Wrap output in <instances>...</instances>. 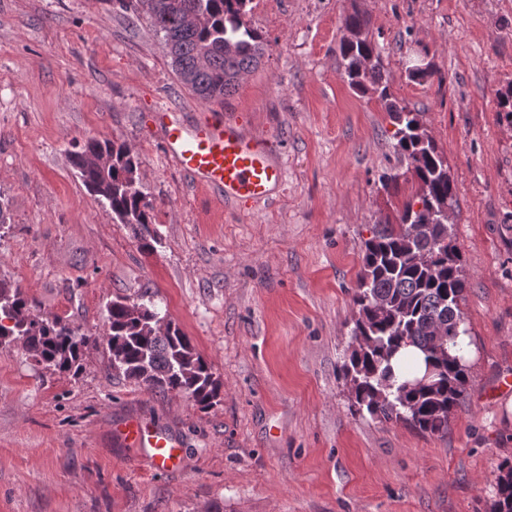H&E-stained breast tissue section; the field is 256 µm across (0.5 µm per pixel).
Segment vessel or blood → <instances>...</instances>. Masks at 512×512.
Returning <instances> with one entry per match:
<instances>
[{"mask_svg": "<svg viewBox=\"0 0 512 512\" xmlns=\"http://www.w3.org/2000/svg\"><path fill=\"white\" fill-rule=\"evenodd\" d=\"M158 132L176 166L198 183L223 195L225 202L250 203L269 199L284 180L282 161L265 136L246 130L236 118L213 112L193 124L161 114ZM123 438L133 446L151 448L153 470L181 467L176 437L129 420Z\"/></svg>", "mask_w": 512, "mask_h": 512, "instance_id": "b4317fda", "label": "vessel or blood"}]
</instances>
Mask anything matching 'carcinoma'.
I'll list each match as a JSON object with an SVG mask.
<instances>
[{
    "label": "carcinoma",
    "instance_id": "carcinoma-1",
    "mask_svg": "<svg viewBox=\"0 0 512 512\" xmlns=\"http://www.w3.org/2000/svg\"><path fill=\"white\" fill-rule=\"evenodd\" d=\"M147 15L171 44L167 52L178 80L205 103L222 102L265 55L266 40L245 21L250 0H119ZM357 34L342 39L339 55L355 91L377 96L395 130L391 146L407 162L414 192L396 222L378 221L363 242L353 345L341 366L354 411L381 422L402 423L423 435H444L468 385L460 339L468 335L460 303L469 282L448 224L457 208L448 160L422 115L400 104L383 77L381 51L369 17L358 10L344 19ZM71 162L84 184L106 201L112 220L129 226L141 247L155 239V206L140 190L138 156L123 142L86 139ZM127 297L107 305L106 348L111 368L151 394L181 393L206 410L220 401L222 382L173 322L158 327L159 312ZM21 344L44 368L77 374L99 337L58 315L34 312L24 288L0 283V345ZM414 347L431 374H395L392 360ZM493 512H512V464L497 477Z\"/></svg>",
    "mask_w": 512,
    "mask_h": 512
}]
</instances>
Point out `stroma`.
<instances>
[{"mask_svg":"<svg viewBox=\"0 0 512 512\" xmlns=\"http://www.w3.org/2000/svg\"><path fill=\"white\" fill-rule=\"evenodd\" d=\"M371 20L394 96L448 159L452 232L469 288V383L448 433L353 412L339 367L352 342L361 248L412 191L372 95L343 77L353 10ZM265 56L222 112L244 116L286 165L271 201L238 211L164 155L160 107L190 124L208 104L174 74L144 15L117 0H0V282L36 311L103 336L115 297L152 295L223 384L199 410L112 374L79 376L0 348V512H492L512 463V0H251ZM426 52L435 78L409 58ZM125 142L156 207L141 249L76 176L74 141ZM177 438L158 473L119 432L130 417Z\"/></svg>","mask_w":512,"mask_h":512,"instance_id":"obj_1","label":"stroma"}]
</instances>
